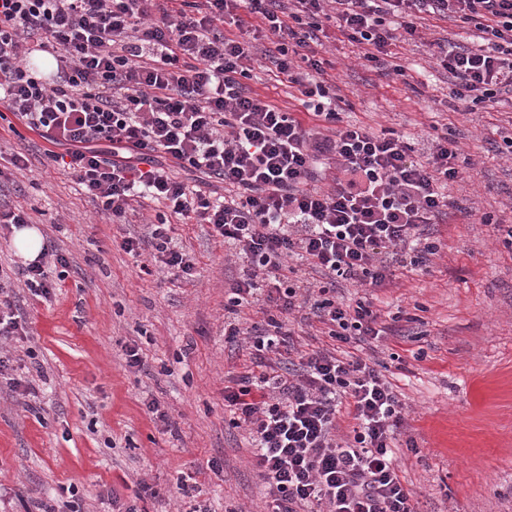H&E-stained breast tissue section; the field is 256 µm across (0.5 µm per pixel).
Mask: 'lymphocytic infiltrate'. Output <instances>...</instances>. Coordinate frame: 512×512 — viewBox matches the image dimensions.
Segmentation results:
<instances>
[{"label":"lymphocytic infiltrate","mask_w":512,"mask_h":512,"mask_svg":"<svg viewBox=\"0 0 512 512\" xmlns=\"http://www.w3.org/2000/svg\"><path fill=\"white\" fill-rule=\"evenodd\" d=\"M247 13L275 37L269 71L297 88L314 126L248 87ZM424 14L480 33L471 47L430 44L451 99L491 109L512 95V0H0V106L50 144L48 158L110 219L147 199L238 247L244 275L230 286L224 334L247 335L250 363L229 374L224 409L250 428L266 512H416L391 448L402 404L362 356L390 327L370 294L350 304L330 288L371 293L392 265L426 270L459 152L441 136L421 163L396 132L343 123L321 61L303 50L329 19L377 66ZM177 167L200 173L197 188ZM170 230L162 217L120 246L137 257L150 242L158 270L191 275ZM294 256L325 284L288 277ZM66 263L47 248L18 273L48 299L50 267ZM253 306L264 320L242 330L238 315ZM306 306L341 352L294 353L288 317ZM343 415L354 426L340 437Z\"/></svg>","instance_id":"f902f5d3"}]
</instances>
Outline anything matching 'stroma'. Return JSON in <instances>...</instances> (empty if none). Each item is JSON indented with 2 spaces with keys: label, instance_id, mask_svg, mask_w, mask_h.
<instances>
[{
  "label": "stroma",
  "instance_id": "35a3bbf8",
  "mask_svg": "<svg viewBox=\"0 0 512 512\" xmlns=\"http://www.w3.org/2000/svg\"><path fill=\"white\" fill-rule=\"evenodd\" d=\"M421 25L423 41L397 40L377 68L331 25L316 48L346 120L404 134L420 162L443 135L469 160L446 189L453 207L428 271H397L378 293L401 315L394 335L363 355L386 364L397 387L404 423L393 446L418 512H512V245L495 230L512 225V156L497 150L512 135V105L449 106L448 77L426 43L468 46L476 30L436 16ZM253 46L250 87L297 111L266 69L269 40ZM47 147L11 112L0 115V207L23 210L67 259L54 295L32 296L0 230V280L28 330L0 344L11 358L0 379V512H41L60 499L112 512L110 494L132 502L143 482L154 491L146 512H261L251 436L224 411V379L248 359L243 343L224 338V303L242 275L235 247L175 218L172 244L191 257V276L145 273L120 242L141 234L156 206L112 223ZM17 151L28 159L21 174L9 162ZM131 342L147 370L127 366ZM11 377L32 380L36 396L11 392ZM152 400L170 427L154 422Z\"/></svg>",
  "mask_w": 512,
  "mask_h": 512
}]
</instances>
